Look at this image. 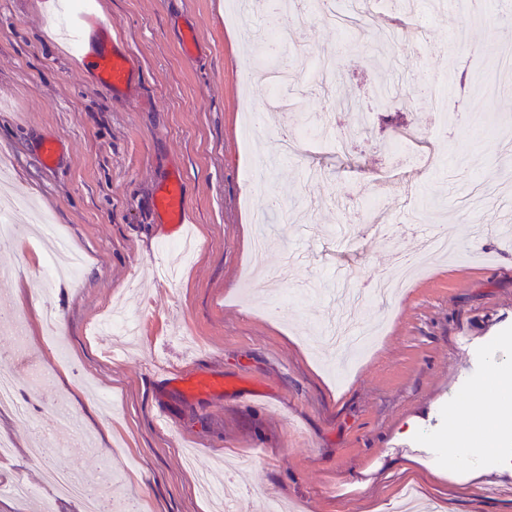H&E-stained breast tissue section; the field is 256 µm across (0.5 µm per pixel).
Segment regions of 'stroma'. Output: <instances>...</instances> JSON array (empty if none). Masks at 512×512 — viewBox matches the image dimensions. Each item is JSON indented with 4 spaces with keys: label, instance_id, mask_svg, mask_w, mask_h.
Instances as JSON below:
<instances>
[{
    "label": "stroma",
    "instance_id": "stroma-1",
    "mask_svg": "<svg viewBox=\"0 0 512 512\" xmlns=\"http://www.w3.org/2000/svg\"><path fill=\"white\" fill-rule=\"evenodd\" d=\"M80 10L133 55L136 105L112 99L79 61L67 0H0V154L13 194L29 204L0 254L9 268L0 297L25 315L24 340L0 324V368L30 412L0 411V438L13 445L0 480L42 483L39 432L62 403L79 427L54 432L62 452L48 460L76 465L107 510L212 512L198 476L220 460L249 512H266L273 499L286 512H397L409 480L432 512H512L503 454L477 460L485 475L476 484L446 450L449 413L488 380L492 351L512 353V235L503 229L512 219V70L496 58L512 42V18L501 0H485L472 20L434 0H416L412 15L367 0L360 38L329 18L299 24L288 10L281 22L295 39L314 58H334L329 69L300 73L291 112L248 67L264 11L237 20L226 0H83ZM189 24L200 38L191 64L180 53ZM402 26L422 27L425 41L398 40L399 87L380 102L373 43ZM461 27L466 42L449 45ZM437 70L451 76L462 116L441 133L432 103L415 91ZM344 94L365 129L354 130ZM298 111L334 113L335 126L279 160ZM247 112L266 117L249 140ZM48 136L63 145L52 168L35 155ZM259 153L275 162L261 182L249 173ZM175 173L198 243L189 261L153 208L156 188ZM396 185L413 186L421 207L388 237L380 228L399 215ZM275 198L288 223L272 218ZM38 212L84 255L78 280L41 278L49 246L29 226ZM261 222L275 244L257 267L245 230ZM428 228L458 240L461 253L431 256L426 274L394 298L359 304L361 329L377 327L379 339L337 379L308 344L340 311L336 270L358 271L356 287L366 290L391 273L396 254L418 251ZM41 292L64 322L52 341ZM117 302L136 319L134 341L99 333ZM155 361L172 362L169 378L153 375ZM41 367L50 377L31 382ZM200 374L239 387L184 393L180 378ZM410 422L415 431L403 433ZM411 458L413 474L402 473ZM107 464L112 478L97 484ZM437 464L449 478L433 475Z\"/></svg>",
    "mask_w": 512,
    "mask_h": 512
}]
</instances>
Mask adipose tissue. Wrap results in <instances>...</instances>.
Instances as JSON below:
<instances>
[{"instance_id": "ef3b65f1", "label": "adipose tissue", "mask_w": 512, "mask_h": 512, "mask_svg": "<svg viewBox=\"0 0 512 512\" xmlns=\"http://www.w3.org/2000/svg\"><path fill=\"white\" fill-rule=\"evenodd\" d=\"M490 401L495 417L476 416L471 405H463L448 416V454L480 457L503 447L512 439V363L497 362L487 385L478 391Z\"/></svg>"}]
</instances>
